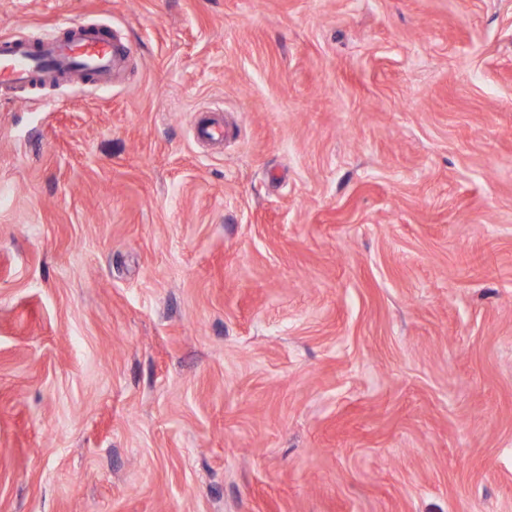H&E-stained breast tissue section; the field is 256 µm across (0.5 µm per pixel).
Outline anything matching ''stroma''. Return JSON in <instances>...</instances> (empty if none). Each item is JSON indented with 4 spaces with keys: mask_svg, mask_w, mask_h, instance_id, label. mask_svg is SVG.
<instances>
[{
    "mask_svg": "<svg viewBox=\"0 0 512 512\" xmlns=\"http://www.w3.org/2000/svg\"><path fill=\"white\" fill-rule=\"evenodd\" d=\"M70 22L134 54L0 87V512H512V0H0Z\"/></svg>",
    "mask_w": 512,
    "mask_h": 512,
    "instance_id": "35a3bbf8",
    "label": "stroma"
}]
</instances>
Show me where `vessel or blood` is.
Masks as SVG:
<instances>
[{"instance_id": "1", "label": "vessel or blood", "mask_w": 512, "mask_h": 512, "mask_svg": "<svg viewBox=\"0 0 512 512\" xmlns=\"http://www.w3.org/2000/svg\"><path fill=\"white\" fill-rule=\"evenodd\" d=\"M133 48L106 31L71 28L68 38L30 46L0 39V84L23 87L39 81L55 85L74 78L108 80L120 71Z\"/></svg>"}]
</instances>
